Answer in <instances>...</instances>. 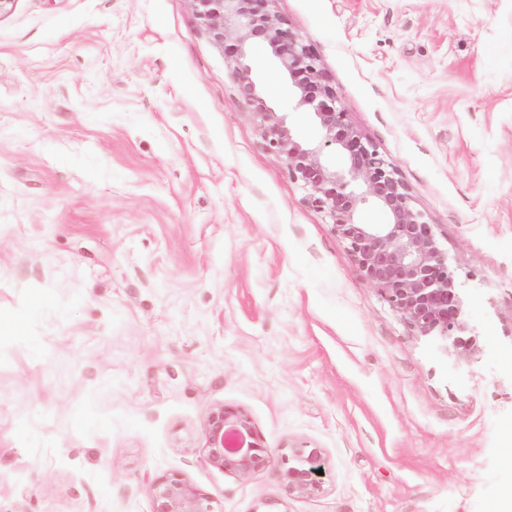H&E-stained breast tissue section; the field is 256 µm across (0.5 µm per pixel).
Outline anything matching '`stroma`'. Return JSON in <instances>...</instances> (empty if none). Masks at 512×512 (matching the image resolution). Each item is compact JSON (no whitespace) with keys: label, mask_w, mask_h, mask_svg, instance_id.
<instances>
[{"label":"stroma","mask_w":512,"mask_h":512,"mask_svg":"<svg viewBox=\"0 0 512 512\" xmlns=\"http://www.w3.org/2000/svg\"><path fill=\"white\" fill-rule=\"evenodd\" d=\"M432 225L433 352L266 148L192 0L0 10V512H489L512 429V0H277ZM268 103L309 114L257 50ZM273 463L206 460L220 407ZM318 450L313 494L282 456ZM155 512H215L209 498L179 478L159 477L152 483Z\"/></svg>","instance_id":"35a3bbf8"}]
</instances>
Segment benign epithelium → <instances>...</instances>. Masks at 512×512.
Returning <instances> with one entry per match:
<instances>
[{"label":"benign epithelium","instance_id":"7a95c632","mask_svg":"<svg viewBox=\"0 0 512 512\" xmlns=\"http://www.w3.org/2000/svg\"><path fill=\"white\" fill-rule=\"evenodd\" d=\"M193 2L224 51L239 96L248 106L258 105L266 146L285 155L288 175L327 214L369 283L438 350L471 342L464 338L470 332L468 311L431 224L413 207L397 171L349 122L317 52L276 11V0ZM258 41L291 89L295 107L310 114L315 138H296L286 117L267 105L268 90L257 77L253 55ZM367 204L381 210L387 222L362 223ZM206 442L209 461L226 470L246 474L270 462L271 453L255 441L248 418L233 408L212 412ZM292 461L285 473L289 486L302 494L317 488V471L323 469L317 452L297 448ZM152 494L155 512H214L206 495L176 477L156 479Z\"/></svg>","mask_w":512,"mask_h":512}]
</instances>
